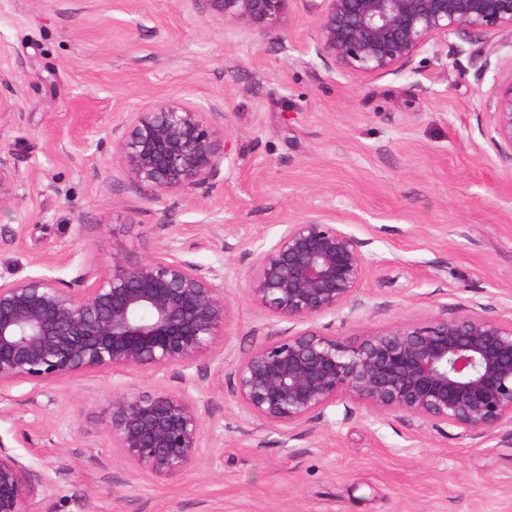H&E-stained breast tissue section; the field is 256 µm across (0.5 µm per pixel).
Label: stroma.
<instances>
[{
	"instance_id": "stroma-1",
	"label": "stroma",
	"mask_w": 512,
	"mask_h": 512,
	"mask_svg": "<svg viewBox=\"0 0 512 512\" xmlns=\"http://www.w3.org/2000/svg\"><path fill=\"white\" fill-rule=\"evenodd\" d=\"M316 17L295 0L271 31L224 23L204 0H0V159L23 181L0 199V282L35 274L79 288L113 255L174 242L221 269L232 368L288 322L252 300L256 252L317 214L368 261L357 310L315 320L353 343L482 307L512 318V163L482 134L512 45L460 31L447 63L361 79L316 59ZM492 51L477 73L470 55ZM191 100L231 160L213 198L132 183L112 130L159 100ZM215 362L192 370L205 446L177 478L135 472L99 422L113 390L175 391L180 367L86 372L40 392L0 390V443L53 490L43 512H512V431L461 439L337 397L290 431L249 419Z\"/></svg>"
}]
</instances>
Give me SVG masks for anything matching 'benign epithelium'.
I'll list each match as a JSON object with an SVG mask.
<instances>
[{
    "instance_id": "7a95c632",
    "label": "benign epithelium",
    "mask_w": 512,
    "mask_h": 512,
    "mask_svg": "<svg viewBox=\"0 0 512 512\" xmlns=\"http://www.w3.org/2000/svg\"><path fill=\"white\" fill-rule=\"evenodd\" d=\"M222 20L273 30L295 0H205ZM316 57L359 78L398 75L434 43L465 29L512 42V0H320L312 4ZM129 179L160 197L224 186V130L192 101H157L117 127ZM483 134L512 161V79L498 87ZM22 184L0 161V197ZM164 243L137 260L112 256L84 288L46 275L0 283V389L36 390L80 372L171 366L187 371L206 355L224 382V276ZM368 270L362 243L323 215L286 225L248 272L254 301L281 321L309 324L260 345L230 373L237 405L284 431L319 417L343 396L375 417L401 413L457 436L487 439L512 428V319L476 309L420 326L394 324L343 343L311 326L355 301ZM103 422L136 471L179 476L204 441L202 406L178 392H112ZM50 483L0 443V512H40Z\"/></svg>"
}]
</instances>
